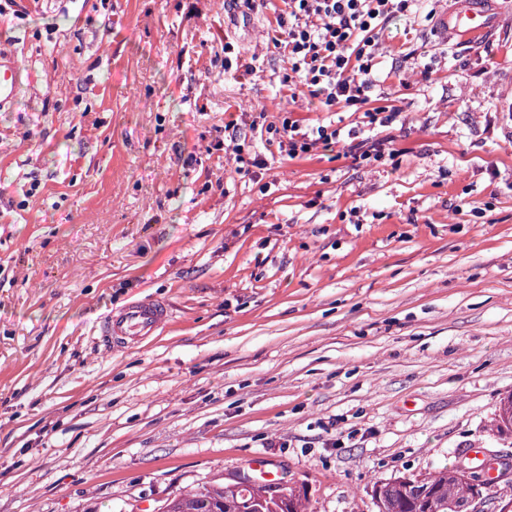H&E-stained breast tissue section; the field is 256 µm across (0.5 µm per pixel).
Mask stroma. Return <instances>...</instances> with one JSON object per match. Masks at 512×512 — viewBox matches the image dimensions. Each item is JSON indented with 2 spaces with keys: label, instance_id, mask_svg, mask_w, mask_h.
I'll use <instances>...</instances> for the list:
<instances>
[{
  "label": "stroma",
  "instance_id": "35a3bbf8",
  "mask_svg": "<svg viewBox=\"0 0 512 512\" xmlns=\"http://www.w3.org/2000/svg\"><path fill=\"white\" fill-rule=\"evenodd\" d=\"M462 2L383 24L401 114L366 165L261 138L362 120L290 95L281 0H0V512H159L256 454L307 512L473 448L512 468V0L467 41ZM144 298L167 323L105 346ZM22 78L19 62L12 56L0 55V108L15 101ZM169 318L163 303L143 300L130 303L108 314L100 327V336L112 350L125 349L151 336Z\"/></svg>",
  "mask_w": 512,
  "mask_h": 512
}]
</instances>
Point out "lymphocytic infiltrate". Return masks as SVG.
I'll return each mask as SVG.
<instances>
[{"instance_id": "obj_1", "label": "lymphocytic infiltrate", "mask_w": 512, "mask_h": 512, "mask_svg": "<svg viewBox=\"0 0 512 512\" xmlns=\"http://www.w3.org/2000/svg\"><path fill=\"white\" fill-rule=\"evenodd\" d=\"M418 0H283L275 47L288 54L285 80L306 90L322 104L361 111L367 127H386L400 111L374 106L369 93L378 51L380 25L396 13L413 12ZM281 129L289 157L310 153L317 145L335 143L338 129L325 125L302 128L283 118Z\"/></svg>"}]
</instances>
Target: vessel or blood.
<instances>
[{"mask_svg": "<svg viewBox=\"0 0 512 512\" xmlns=\"http://www.w3.org/2000/svg\"><path fill=\"white\" fill-rule=\"evenodd\" d=\"M444 24L460 36H477L484 33L487 27L486 13L471 0L460 11L445 16ZM21 78L22 71L17 59L0 55V108L13 104ZM168 318L169 310L165 304L153 300L137 301L108 314L101 324L100 335L112 349H125L155 333ZM250 469L256 484L271 485L281 480L280 471L274 469L264 456H254Z\"/></svg>", "mask_w": 512, "mask_h": 512, "instance_id": "1", "label": "vessel or blood"}]
</instances>
